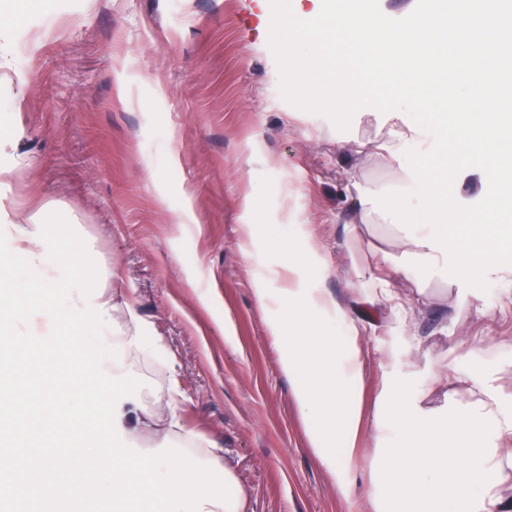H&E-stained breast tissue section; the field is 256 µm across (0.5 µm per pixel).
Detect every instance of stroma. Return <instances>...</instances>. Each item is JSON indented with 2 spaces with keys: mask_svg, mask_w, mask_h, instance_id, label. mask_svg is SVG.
<instances>
[{
  "mask_svg": "<svg viewBox=\"0 0 512 512\" xmlns=\"http://www.w3.org/2000/svg\"><path fill=\"white\" fill-rule=\"evenodd\" d=\"M284 0H49L0 16V265L23 272L12 223L45 209L52 224L88 249L106 275L114 308L107 325L136 312L156 354L124 362L145 402L177 384V412L195 444L128 439L143 457L194 453L229 464L251 512H374L366 489L376 457L374 416L384 374L422 411L444 417L464 399L459 376L480 362L512 405V281L480 272L417 269L391 282L409 311L402 319L372 301L382 256L403 261L416 226L432 223L423 188L412 221L358 224L359 182L386 207L403 187L399 165L360 150L383 106L377 75L360 73L336 45L321 91L360 75L363 115L313 108L298 97L288 58L262 18ZM386 24L440 11V0H361ZM254 201L244 214V197ZM298 212L299 224L288 221ZM185 224L176 227L174 215ZM252 224L244 236L243 224ZM317 248L301 278L354 302L361 322L366 416L340 494L309 445L280 344L256 303L257 279L276 288L282 246ZM360 265L361 277L349 270Z\"/></svg>",
  "mask_w": 512,
  "mask_h": 512,
  "instance_id": "1",
  "label": "stroma"
}]
</instances>
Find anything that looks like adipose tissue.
Wrapping results in <instances>:
<instances>
[{
	"mask_svg": "<svg viewBox=\"0 0 512 512\" xmlns=\"http://www.w3.org/2000/svg\"><path fill=\"white\" fill-rule=\"evenodd\" d=\"M292 10L265 22V29L285 44H302L310 36L309 23L318 19L322 32L355 46L360 56L382 79L389 102L408 101L413 109L433 113V137L439 149L414 163L406 157L422 133L400 113L387 110L377 116L373 138L362 142L405 167L407 187L421 186L437 216L436 223L408 241L406 266L425 271L452 267L457 275L480 271L501 279L512 268L498 263L494 236L501 228V210L491 207L461 223H449L460 200V178L448 156V142L458 143L467 158L482 163L483 191L512 205L507 175L512 172V113L502 111L512 101V76L505 75L512 61V13H504V0H478L467 9L462 34L417 17L405 26L382 24L364 13L359 0H295ZM291 78L304 102L316 105L315 91L323 72L318 48L292 59ZM456 125H449V117ZM13 244L21 249L29 268L48 274L50 284H84L81 307L74 319L91 313L104 317L112 294L98 285L91 270L67 261L75 246L63 230L46 227L42 212L14 227ZM316 258L315 247L304 256L288 255L285 287L268 288L256 282L254 296L261 307H278L268 319L267 331L282 346L281 370L307 425L309 442L322 466L346 489V463L359 436L364 409L365 359L358 347L359 321L355 310L328 289L295 280L301 260ZM9 281L10 293L0 292V348L15 333L14 319L52 325L62 310L52 298L32 299L11 269L0 267V281ZM343 324L347 335L330 334L327 320ZM94 386H71L62 403L31 418L32 402L26 391L0 381V406L12 409L21 422L36 421L66 434L70 447L32 456L0 450V493L23 502L29 512H50L48 488L63 493L96 495L97 473L112 475V501L117 512H138L144 497L166 500L168 512H249L248 499L233 486L228 467L199 468L192 455L143 459L131 453L125 441L146 426L150 413L138 388L126 377L96 371ZM465 400L447 417L428 415L406 400L404 388L386 382L380 401L387 418H376L382 446L368 493L374 512H498L500 486L512 482V408L504 406L487 382L484 371L469 373L463 382ZM96 405L104 432L112 445L85 459L80 442L86 441L82 419L85 399Z\"/></svg>",
	"mask_w": 512,
	"mask_h": 512,
	"instance_id": "ef3b65f1",
	"label": "adipose tissue"
}]
</instances>
